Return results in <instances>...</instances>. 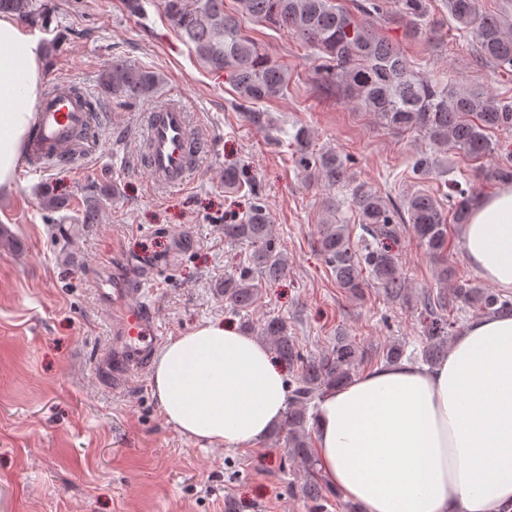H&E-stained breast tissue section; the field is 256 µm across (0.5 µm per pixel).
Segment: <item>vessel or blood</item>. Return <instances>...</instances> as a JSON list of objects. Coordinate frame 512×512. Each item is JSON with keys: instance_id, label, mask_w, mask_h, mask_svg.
Here are the masks:
<instances>
[{"instance_id": "obj_1", "label": "vessel or blood", "mask_w": 512, "mask_h": 512, "mask_svg": "<svg viewBox=\"0 0 512 512\" xmlns=\"http://www.w3.org/2000/svg\"><path fill=\"white\" fill-rule=\"evenodd\" d=\"M32 137L26 168L42 171L43 158L69 156L75 142L94 134L87 97L73 94L67 82L58 80L51 93L35 105ZM202 143L190 128L181 102H172L149 112L147 130L137 158L152 179L164 187L186 184ZM146 281L125 277L115 280L112 290V389L124 390L132 367H145L151 351L163 334L154 307L145 301Z\"/></svg>"}]
</instances>
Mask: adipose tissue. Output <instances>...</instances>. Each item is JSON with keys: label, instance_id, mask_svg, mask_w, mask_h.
<instances>
[{"label": "adipose tissue", "instance_id": "ef3b65f1", "mask_svg": "<svg viewBox=\"0 0 512 512\" xmlns=\"http://www.w3.org/2000/svg\"><path fill=\"white\" fill-rule=\"evenodd\" d=\"M37 37L0 15V191L11 190L42 92ZM465 257L512 291V185L479 197ZM167 423L210 446L266 438L288 407L284 365L261 340L204 322L156 354ZM317 467L362 512H502L512 504V315L471 321L434 365L382 364L319 399Z\"/></svg>", "mask_w": 512, "mask_h": 512}]
</instances>
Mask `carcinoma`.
Instances as JSON below:
<instances>
[{
  "instance_id": "cac0c4a2",
  "label": "carcinoma",
  "mask_w": 512,
  "mask_h": 512,
  "mask_svg": "<svg viewBox=\"0 0 512 512\" xmlns=\"http://www.w3.org/2000/svg\"><path fill=\"white\" fill-rule=\"evenodd\" d=\"M398 10L412 24L415 35L434 29L427 0H397ZM241 12L274 27L323 54L321 81L347 92L358 106L380 116L386 124L422 133L431 143L451 148L469 159H479L492 151L488 132L512 131V102L483 91H466L441 83L414 70L402 53L375 27L383 15L380 0L357 5L359 16L335 0H239ZM448 16L456 29L471 38L478 58L492 71L512 75V10L488 13L479 0H445ZM162 10L181 33L197 59L215 71L230 73L240 106L256 126L268 124L267 112L258 105L280 97L288 86V71L273 63L241 27L238 14L224 10V0H161ZM0 13L36 20L49 15L42 0H0ZM160 74L127 60L115 58L100 75V92L106 97L140 100L150 96L160 83ZM298 166L332 188L348 181V168L334 151L316 154L311 135L300 127L292 135ZM490 177L512 183V151L501 156ZM466 187L455 182L449 187L448 206L457 224L468 222L470 205L476 198L470 180ZM365 236L352 243L347 226L324 224L318 247L331 266L338 287L356 293L362 288L361 266L392 297L405 296L398 262L384 241L395 234V219L410 224L415 237L427 252L438 256L446 249L448 220L438 201L427 193H415L402 206L390 205L363 183L350 196ZM224 238L252 247L255 270L244 269L224 278V301L236 311L253 306L262 282L279 278L287 259L277 250L272 224L263 206L257 205L240 224L224 225ZM259 278L253 277V272ZM453 304L458 311L480 317L511 313L512 298L465 280L453 290V298L427 296L429 311L445 310ZM455 323L435 317L425 327L419 356L432 365L448 352V337ZM260 334L276 357L288 366L301 363V372L290 386L288 411L281 431L285 433L288 456L306 466L307 477L301 492L321 510L325 487L318 479L316 456L306 432L310 405L327 390L345 385L354 377L358 349L344 336L336 337L332 349L320 356L301 360L288 324L270 317L260 324Z\"/></svg>"
}]
</instances>
